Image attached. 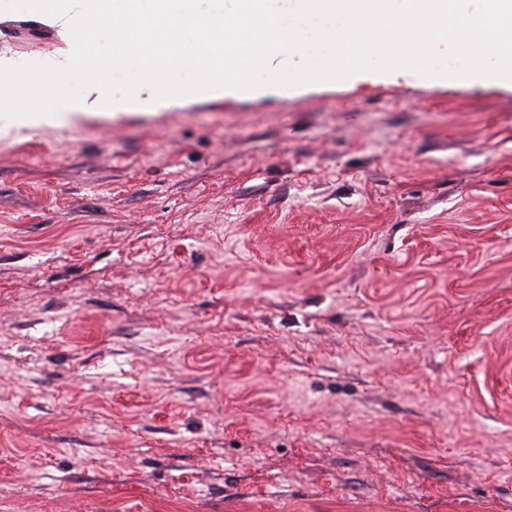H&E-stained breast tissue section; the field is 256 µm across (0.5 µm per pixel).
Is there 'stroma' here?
Returning <instances> with one entry per match:
<instances>
[{
    "label": "stroma",
    "instance_id": "35a3bbf8",
    "mask_svg": "<svg viewBox=\"0 0 512 512\" xmlns=\"http://www.w3.org/2000/svg\"><path fill=\"white\" fill-rule=\"evenodd\" d=\"M137 98L0 116V512H512V88Z\"/></svg>",
    "mask_w": 512,
    "mask_h": 512
}]
</instances>
